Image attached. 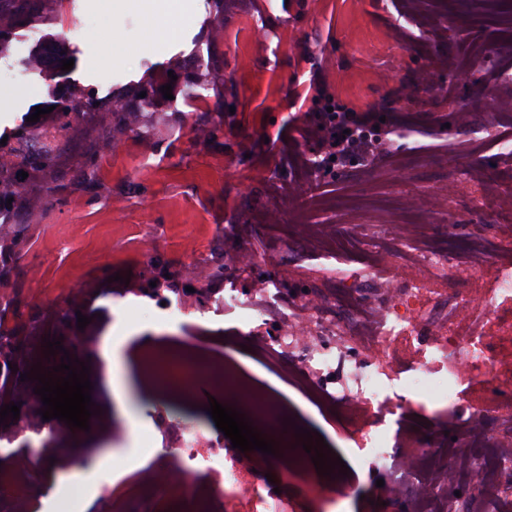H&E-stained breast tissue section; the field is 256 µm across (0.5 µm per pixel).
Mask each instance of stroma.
Returning a JSON list of instances; mask_svg holds the SVG:
<instances>
[{
    "label": "stroma",
    "mask_w": 512,
    "mask_h": 512,
    "mask_svg": "<svg viewBox=\"0 0 512 512\" xmlns=\"http://www.w3.org/2000/svg\"><path fill=\"white\" fill-rule=\"evenodd\" d=\"M31 0L21 15L0 17L10 43L0 55V87L11 104L0 109V139L15 144L35 107L46 110L41 129L56 125L50 91L78 86L96 102L78 108L58 141L53 162L29 170L9 207V221L27 228L0 290L15 304L1 325H36L59 318L72 323L69 291L86 295L83 314L100 336L174 339L195 329L142 312L149 297L181 290V272L193 261L222 265L236 242L266 261L270 275L311 288L307 267L321 256L301 251L272 254L269 234L252 224L275 205L271 187L294 174L290 155L302 146L325 168L312 196L281 217L285 224H333L353 213L376 236L374 215L413 194L423 202L459 180L474 162L495 163L454 151L446 128L457 105L486 104L493 97L481 69L468 82L440 71L436 91L406 96L404 87L441 59L469 55L473 44L497 41L483 22L466 28L454 15L477 16L482 0H443L440 32L426 37L404 19L406 39L390 30L400 0H192L191 20L172 40L151 37L152 17L139 0ZM63 39L74 65L49 73L29 70L39 48ZM207 82L202 98L193 84ZM171 85V98L161 88ZM149 98H142V90ZM338 111L381 118L392 154L376 155L380 177L364 181L363 163L326 165L327 146L302 140L304 126L320 122L327 102ZM42 204L39 219L31 209ZM481 213L459 233L493 232V210L482 190L469 184L433 213L430 230L473 208ZM209 385L192 406L130 391V420L116 419L112 435L88 447L87 433L70 430L77 445L79 481L56 483L51 512H75L128 461L147 463L142 439L154 417L174 412L211 423Z\"/></svg>",
    "instance_id": "stroma-1"
}]
</instances>
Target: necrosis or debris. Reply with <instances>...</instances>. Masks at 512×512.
<instances>
[{
	"instance_id": "4bbe7bcc",
	"label": "necrosis or debris",
	"mask_w": 512,
	"mask_h": 512,
	"mask_svg": "<svg viewBox=\"0 0 512 512\" xmlns=\"http://www.w3.org/2000/svg\"><path fill=\"white\" fill-rule=\"evenodd\" d=\"M468 66L482 68L501 104L485 125L500 137L471 130L472 105L456 109L470 136L462 151L478 156L496 147L503 164L473 165L468 180L482 186L498 218L496 235L429 234L416 198L399 204L398 223L368 239L363 224H298L282 231L297 243L337 258L364 252L350 270L333 266V293L293 295L274 277L257 280L249 295L224 291L223 309L241 322L229 350L247 348L287 393L251 387L232 366L204 356L195 336H184L143 362L147 380L164 395L191 397L201 381L223 392L226 406L274 443L275 452L234 449L223 432L175 417L159 426L151 462L122 476L112 512H340L357 491L339 473L318 476L310 493L275 491L266 475L279 464L314 472L296 437L307 409L337 423L346 441L364 450L367 482L386 499L381 512H512V87L502 77L512 57L476 47ZM401 265L403 282L381 276ZM278 322L269 333V322ZM55 430L0 436L9 449L0 468V512H20L34 499L25 478L33 448L52 458ZM470 485L459 503L455 492Z\"/></svg>"
}]
</instances>
